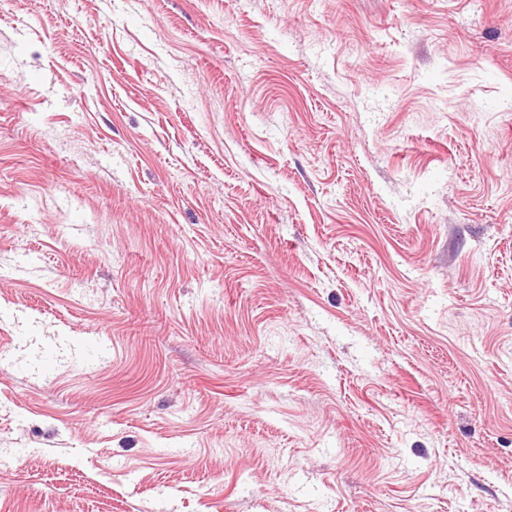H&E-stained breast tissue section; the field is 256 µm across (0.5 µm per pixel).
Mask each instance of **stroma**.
Returning a JSON list of instances; mask_svg holds the SVG:
<instances>
[{
    "mask_svg": "<svg viewBox=\"0 0 512 512\" xmlns=\"http://www.w3.org/2000/svg\"><path fill=\"white\" fill-rule=\"evenodd\" d=\"M0 512H512V0H0Z\"/></svg>",
    "mask_w": 512,
    "mask_h": 512,
    "instance_id": "obj_1",
    "label": "stroma"
}]
</instances>
